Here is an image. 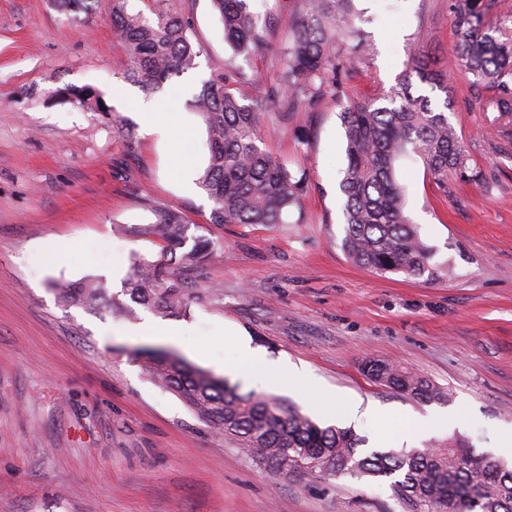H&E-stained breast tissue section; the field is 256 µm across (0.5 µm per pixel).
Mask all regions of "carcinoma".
<instances>
[{
	"label": "carcinoma",
	"instance_id": "1",
	"mask_svg": "<svg viewBox=\"0 0 512 512\" xmlns=\"http://www.w3.org/2000/svg\"><path fill=\"white\" fill-rule=\"evenodd\" d=\"M116 0L112 25L123 41L130 64L126 79L148 94L196 68L191 22L179 14L159 13L150 20ZM225 40L248 58L263 47L259 19L249 0H211ZM487 0H456L452 25L456 50L473 84L489 92L475 98L480 112L512 116V28L487 23ZM353 0H307L304 16L289 23L290 35L280 49V82L270 101L285 112L296 111L300 98L314 97L320 86L333 83L340 69L354 64L352 51L365 47L352 23ZM412 72L431 90L448 93V81L423 58ZM255 81L257 74L222 73L202 82L191 102L207 132L208 160L199 188L213 203L212 224H281L288 210L300 204L304 180L258 145L262 104H244L231 91L235 78ZM65 95L82 106L102 108L95 93L69 88ZM346 165L340 191L344 196L343 247L356 265L376 274L434 277L433 250L421 239L404 210L403 187L395 161L412 152L438 180L464 164L456 131L448 115L429 96L412 93L411 77L399 86L341 112ZM153 221L131 228V234L163 242L158 253L135 260L124 292L131 302L164 317L187 309L188 288L174 276L177 268L203 264L213 243L196 237L190 248L189 224L178 212L155 207ZM65 305L90 309L106 306L129 317L134 307L119 301L101 281L71 283L57 289ZM363 370L374 381L412 398L434 401L443 393L427 378L366 359ZM147 375L174 392L214 432L237 441L252 460L288 477L338 475L392 476L401 496L428 512H512V465L479 452L466 440L448 439L439 450H360L363 439L349 429L321 426L309 416L270 399L244 395L238 387L195 369L177 357L152 355Z\"/></svg>",
	"mask_w": 512,
	"mask_h": 512
}]
</instances>
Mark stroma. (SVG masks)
Returning a JSON list of instances; mask_svg holds the SVG:
<instances>
[{
	"mask_svg": "<svg viewBox=\"0 0 512 512\" xmlns=\"http://www.w3.org/2000/svg\"><path fill=\"white\" fill-rule=\"evenodd\" d=\"M456 0H354L355 24L370 44L300 118L264 113L260 147L305 176L300 207L280 224H213L199 187L175 170L200 174L205 126L185 102L211 75L242 69L259 82L232 88L244 103L266 100L280 76L279 48L304 0H252L265 47L250 58L225 41L211 0H128L155 18L179 13L192 24L198 66L174 79L179 123L147 134L127 83L113 0L91 12L53 0H0V512H415L390 477L283 478L211 431L145 373V350L177 354L214 376L233 353L235 325L268 358L308 377L244 394L290 405L321 425L342 426L341 399L372 406L387 432L353 423L364 451L401 450L407 419L452 417L423 448L462 437L480 452L512 427V142L498 137V113L470 106L479 94L454 53ZM421 54L449 73L447 112L465 156L437 182L414 155L397 160L405 212L452 275L408 279L353 264L342 248L339 183L345 166L340 113L389 92ZM124 86V98L113 86ZM68 86L101 96L106 111L63 99ZM181 212L189 232L214 244L202 266L181 270L191 290L182 336H134V321L63 305L64 282L96 278L122 295L133 257L158 240L120 233L151 222L153 207ZM374 357L431 380L445 397L420 401L371 380Z\"/></svg>",
	"mask_w": 512,
	"mask_h": 512,
	"instance_id": "obj_1",
	"label": "stroma"
}]
</instances>
